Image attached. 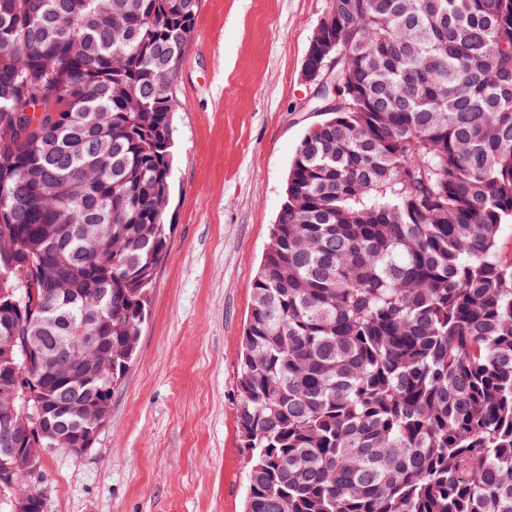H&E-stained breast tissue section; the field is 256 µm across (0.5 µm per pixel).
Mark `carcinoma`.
<instances>
[{"label":"carcinoma","instance_id":"carcinoma-1","mask_svg":"<svg viewBox=\"0 0 512 512\" xmlns=\"http://www.w3.org/2000/svg\"><path fill=\"white\" fill-rule=\"evenodd\" d=\"M200 0H0V346L97 337L96 388L14 346L74 428L133 361L171 224ZM344 99L311 126L251 288L247 512H512V0H331ZM14 447L30 435L0 419ZM38 491L0 472V512Z\"/></svg>","mask_w":512,"mask_h":512}]
</instances>
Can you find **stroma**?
<instances>
[{"label": "stroma", "mask_w": 512, "mask_h": 512, "mask_svg": "<svg viewBox=\"0 0 512 512\" xmlns=\"http://www.w3.org/2000/svg\"><path fill=\"white\" fill-rule=\"evenodd\" d=\"M330 0H201L178 70L174 228L111 416L47 453L46 512H245L236 407L251 283L320 121L304 61Z\"/></svg>", "instance_id": "stroma-1"}]
</instances>
